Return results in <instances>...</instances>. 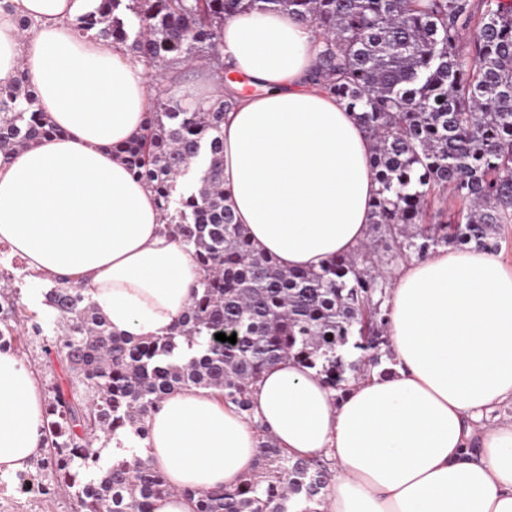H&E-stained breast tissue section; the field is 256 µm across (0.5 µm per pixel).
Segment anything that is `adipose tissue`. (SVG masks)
<instances>
[{"mask_svg":"<svg viewBox=\"0 0 512 512\" xmlns=\"http://www.w3.org/2000/svg\"><path fill=\"white\" fill-rule=\"evenodd\" d=\"M93 0H5L0 84L26 72L59 128L0 159V242L28 267L83 285L113 332L165 335L199 271L166 228L152 188L112 151L137 138L145 67L112 41L80 37ZM34 27L20 32L18 21ZM228 72L254 90L209 83L238 101L224 116V189L255 251L287 269L354 252L380 184L373 141L353 112L308 79L317 35L283 11L226 19ZM394 372L337 399L314 370L284 359L251 388V417L217 391L186 387L149 420L148 456L176 495L153 512H195L185 488L240 485L264 435L295 458H324L321 512H512V268L499 253L438 249L403 264L388 301ZM43 397L33 371L0 350V474L42 451Z\"/></svg>","mask_w":512,"mask_h":512,"instance_id":"obj_1","label":"adipose tissue"}]
</instances>
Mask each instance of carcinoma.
I'll use <instances>...</instances> for the list:
<instances>
[{"label":"carcinoma","instance_id":"cac0c4a2","mask_svg":"<svg viewBox=\"0 0 512 512\" xmlns=\"http://www.w3.org/2000/svg\"><path fill=\"white\" fill-rule=\"evenodd\" d=\"M97 0L78 33L127 47L157 86L143 133L115 148L133 178L153 186L167 228L191 252L200 278L169 333L112 332L83 286L52 280L56 359L78 383L49 390L45 451L37 465L71 490L74 512H152L172 492L144 456L149 417L177 390L223 392L251 416V386L290 358L331 389L389 356V280L380 270L442 246L500 248L512 228V3L509 0ZM244 9L288 10L321 39L313 80L357 113L374 141L381 189L366 241L319 270H288L255 252L224 195L229 96L188 107L173 88L201 66L224 78L220 31ZM59 130L37 108L26 74L0 85V154ZM210 156L195 186L177 192L199 143ZM451 192L467 204L431 209ZM0 312V348L12 346ZM236 335V343L215 334ZM112 445L104 460L94 443ZM259 474L233 489H184L195 512H319L328 468L294 459L275 439L259 446Z\"/></svg>","mask_w":512,"mask_h":512}]
</instances>
